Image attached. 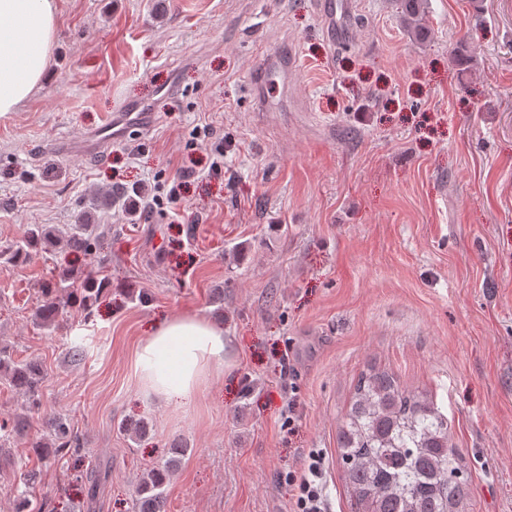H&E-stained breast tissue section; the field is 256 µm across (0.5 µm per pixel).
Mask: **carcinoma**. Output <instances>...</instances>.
I'll use <instances>...</instances> for the list:
<instances>
[{
  "instance_id": "obj_1",
  "label": "carcinoma",
  "mask_w": 512,
  "mask_h": 512,
  "mask_svg": "<svg viewBox=\"0 0 512 512\" xmlns=\"http://www.w3.org/2000/svg\"><path fill=\"white\" fill-rule=\"evenodd\" d=\"M425 0H399L407 32L421 40ZM127 194L112 188L96 192L92 205L110 209L130 206ZM92 253L96 238L86 224H76L66 237L34 225L22 242L5 251L7 260L19 263L31 253L48 251L60 242ZM112 281L104 276L74 278L68 286L46 283L43 304L36 311L38 324L49 327L66 305L91 315L92 307L109 291ZM7 371L15 389L36 403L44 375L36 362H13L0 348V372ZM23 430L21 423L0 422V448L11 444ZM55 451L62 453L78 444L70 423L56 416L48 424ZM336 444L339 465L354 512H465L469 494L462 453L453 443L448 417L423 395L403 390L385 371L370 369L360 375L354 399L338 427ZM177 465L173 456L143 472L133 503L135 512H165L170 475Z\"/></svg>"
}]
</instances>
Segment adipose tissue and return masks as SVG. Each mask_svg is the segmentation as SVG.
<instances>
[{"mask_svg":"<svg viewBox=\"0 0 512 512\" xmlns=\"http://www.w3.org/2000/svg\"><path fill=\"white\" fill-rule=\"evenodd\" d=\"M57 0H0V115L19 111L49 67ZM230 337L197 314L160 324L138 345L135 371L142 388L177 403L208 378L232 367Z\"/></svg>","mask_w":512,"mask_h":512,"instance_id":"ef3b65f1","label":"adipose tissue"}]
</instances>
